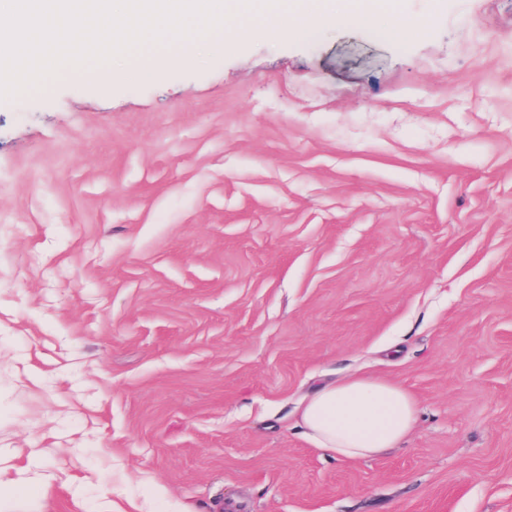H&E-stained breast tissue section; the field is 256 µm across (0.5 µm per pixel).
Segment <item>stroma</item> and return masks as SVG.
Here are the masks:
<instances>
[{"mask_svg":"<svg viewBox=\"0 0 512 512\" xmlns=\"http://www.w3.org/2000/svg\"><path fill=\"white\" fill-rule=\"evenodd\" d=\"M0 101V448L53 512H512V0ZM420 413L372 458L297 408ZM418 403L401 384L351 375L317 386L298 412V425L318 449L340 460L383 454L412 433ZM46 448H27V464L18 467L14 460L17 453L14 451L0 450V492L8 495L13 489L23 484H35L39 487L42 499L41 512H51L56 495L54 478L42 471V461L49 453Z\"/></svg>","mask_w":512,"mask_h":512,"instance_id":"35a3bbf8","label":"stroma"}]
</instances>
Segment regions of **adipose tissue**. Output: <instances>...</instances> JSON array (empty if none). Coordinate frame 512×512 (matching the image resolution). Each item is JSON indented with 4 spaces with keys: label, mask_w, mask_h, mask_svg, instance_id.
Masks as SVG:
<instances>
[{
    "label": "adipose tissue",
    "mask_w": 512,
    "mask_h": 512,
    "mask_svg": "<svg viewBox=\"0 0 512 512\" xmlns=\"http://www.w3.org/2000/svg\"><path fill=\"white\" fill-rule=\"evenodd\" d=\"M418 403L401 384L373 375H351L317 386L298 412V425L318 449L340 460L383 454L400 447L412 433ZM47 451L30 448L27 463L17 466L16 452L0 451V492L37 485L41 512H51L54 479L42 470Z\"/></svg>",
    "instance_id": "1"
}]
</instances>
